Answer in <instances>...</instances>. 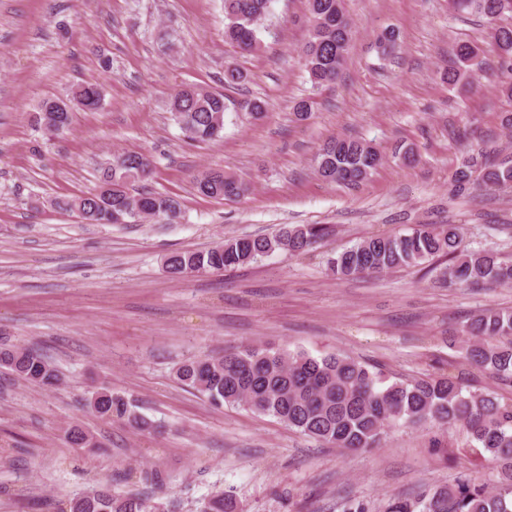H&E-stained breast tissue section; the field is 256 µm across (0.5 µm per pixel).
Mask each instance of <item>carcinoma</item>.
<instances>
[{
    "instance_id": "cac0c4a2",
    "label": "carcinoma",
    "mask_w": 512,
    "mask_h": 512,
    "mask_svg": "<svg viewBox=\"0 0 512 512\" xmlns=\"http://www.w3.org/2000/svg\"><path fill=\"white\" fill-rule=\"evenodd\" d=\"M272 0H224V40L240 52L263 49V22ZM310 35L302 54L310 80L316 86L336 81L352 41V26L344 0H307ZM457 11L476 14L491 25L490 36L498 56L512 63V26L497 24L512 14V0H453ZM397 34L385 30L377 36L382 54L396 47ZM453 65L444 79L455 85L484 68L479 48L457 43ZM102 105L99 85L84 82L66 99L43 100L35 113L38 129L54 135L67 129L76 110L95 112ZM227 105L224 93L183 87L170 101V112L195 142L219 136ZM382 163V156L358 138H332L313 158L317 176L329 184L355 188L368 180ZM480 166L481 184L512 187V159L496 154L472 157L456 169L460 190L471 183L472 169ZM152 161L142 153L115 152L99 169V184L81 196L55 202L57 208L75 212L86 224H109L111 213L140 208L152 219L180 216L181 205L170 195L144 190L130 193V186L148 180ZM197 191L207 197L237 199L247 187L222 170L203 171L195 177ZM334 232L329 224H285L272 237H228L206 251H179L165 257V271L172 277L192 272L216 273L249 265L276 250L301 255L321 245ZM448 258L441 272L443 283L481 288L487 284H512V260L490 251L466 248L455 224H418L401 234H375L329 258L332 273L342 278L422 265L436 257ZM462 357L512 383V310L486 309L470 318ZM0 369L27 383L52 388L61 381L53 361L42 352L0 340ZM176 379L215 403L239 406L272 416L289 428L336 448L363 450L379 445L385 430L396 423L420 425L463 424L475 442L496 465L493 483L465 477L454 484L428 488L413 496L392 499L386 512H512V404H502L485 393L466 389L450 375L386 383L361 362L344 356L320 358L304 352L272 351L241 346L224 355H207L181 363ZM88 406L108 421L129 424L138 430L152 423L132 410L124 397L108 387L94 389ZM67 441L80 448H96L93 437L74 427ZM150 497L117 495L107 487L75 494L66 512H160ZM200 512H239L236 498L218 491L205 500Z\"/></svg>"
}]
</instances>
